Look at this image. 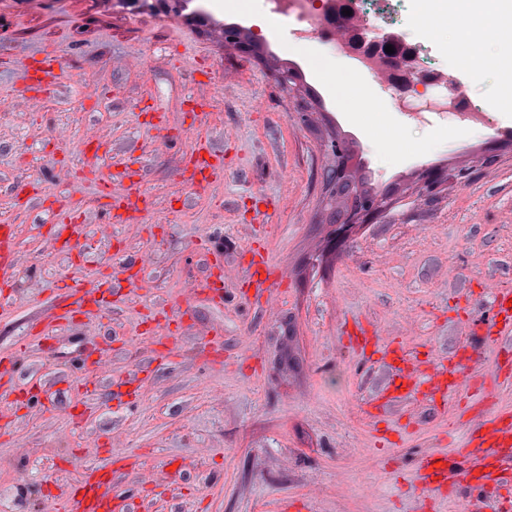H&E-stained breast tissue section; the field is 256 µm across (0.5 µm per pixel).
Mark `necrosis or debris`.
<instances>
[{"mask_svg": "<svg viewBox=\"0 0 512 512\" xmlns=\"http://www.w3.org/2000/svg\"><path fill=\"white\" fill-rule=\"evenodd\" d=\"M404 0H269L270 12L296 27L303 38L326 42L332 53L343 57L351 72L376 82L398 85L407 81L427 87L428 93L399 100L417 123L436 114L468 126L483 128L489 123L486 112L477 108L467 89L448 83L444 74L420 67V44H402L401 62L390 66L380 47L366 40L367 31L379 25L401 30L406 23L401 6Z\"/></svg>", "mask_w": 512, "mask_h": 512, "instance_id": "4bbe7bcc", "label": "necrosis or debris"}]
</instances>
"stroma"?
I'll return each mask as SVG.
<instances>
[{
    "label": "stroma",
    "mask_w": 512,
    "mask_h": 512,
    "mask_svg": "<svg viewBox=\"0 0 512 512\" xmlns=\"http://www.w3.org/2000/svg\"><path fill=\"white\" fill-rule=\"evenodd\" d=\"M240 0H201V17L131 12L122 0H0V216L15 225L24 256L12 288L0 287V352L24 344L28 324L63 277L107 275L124 264L141 281L135 296L112 291L92 327L73 323L49 351L28 350L9 389L42 381L30 399L0 402V512H41L43 497L90 469L112 464L116 487L138 512H418V461L429 452L460 456L474 412L473 378L490 362L469 359L465 318L487 315L491 287L512 281V108L498 95L506 73L497 42L482 44L489 67L471 68L460 46L426 26L420 0H406L415 22L405 36L427 45L429 62L488 112L487 128L406 122L395 94L348 68L332 67L326 43L296 42L265 4L239 15ZM250 28L263 55L227 42L223 24ZM64 68L41 110H30L22 60L41 47ZM295 64L304 90L290 91L276 66ZM100 80L85 98L86 78ZM313 88L323 110L312 109ZM213 109L202 125L224 149L218 191L181 183L188 97ZM169 115L151 127L145 106ZM308 121H300L301 113ZM354 138L377 184L398 183L401 202L373 223L332 239L320 199L331 159L322 148V113ZM66 130L67 148L54 133ZM122 147L145 173L148 205L138 224L106 220L88 181H66L60 165L84 166L89 130ZM439 172L427 193L418 170ZM41 179L38 205L15 207L23 177ZM85 211L83 235L55 234L59 200ZM179 204L171 213V204ZM224 244V267L210 268L200 234ZM285 269L279 305L221 306L204 279L235 287L253 258L247 241ZM145 257L144 267L134 261ZM368 322L418 353L451 355L460 369L456 401L417 398L375 416L381 371L350 346L345 320ZM213 331L223 353L205 360L198 341ZM111 339L107 371L76 362L81 347ZM138 374L132 396L111 378ZM134 456L122 468L113 445ZM27 448L19 456V448ZM164 471L165 489L142 481ZM25 479L28 495L15 489Z\"/></svg>",
    "instance_id": "stroma-1"
}]
</instances>
